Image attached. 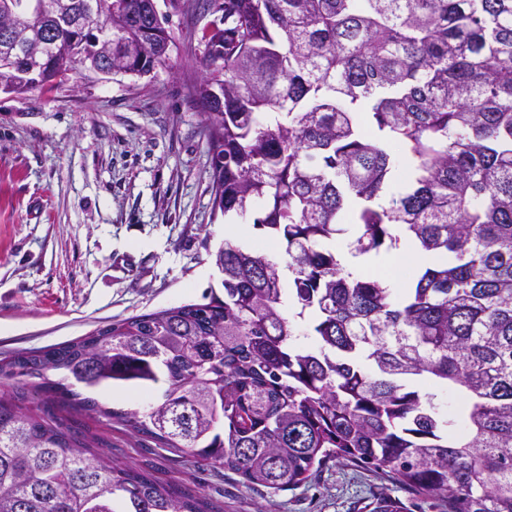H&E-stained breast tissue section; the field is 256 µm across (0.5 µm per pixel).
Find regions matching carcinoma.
Returning a JSON list of instances; mask_svg holds the SVG:
<instances>
[{
	"instance_id": "obj_1",
	"label": "carcinoma",
	"mask_w": 512,
	"mask_h": 512,
	"mask_svg": "<svg viewBox=\"0 0 512 512\" xmlns=\"http://www.w3.org/2000/svg\"><path fill=\"white\" fill-rule=\"evenodd\" d=\"M121 2L110 34L98 19L74 44L49 37L64 50L53 73L21 49L52 24L20 11L0 83L52 88L104 37L116 50L162 25L151 0ZM175 2L224 12L196 91L214 205L253 217L287 262L226 239L222 293L0 359V512H220L199 488L112 465L81 415L247 487L293 490L336 460L442 512H512V0ZM164 62L146 48L124 73ZM350 229L355 257L404 232L441 260L396 294L343 262L333 243ZM79 384L161 401L103 410ZM446 390L466 407L444 410ZM372 512L409 510L380 494Z\"/></svg>"
}]
</instances>
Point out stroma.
<instances>
[{"instance_id":"obj_1","label":"stroma","mask_w":512,"mask_h":512,"mask_svg":"<svg viewBox=\"0 0 512 512\" xmlns=\"http://www.w3.org/2000/svg\"><path fill=\"white\" fill-rule=\"evenodd\" d=\"M159 12L170 42L150 75L79 65L51 89L0 90V357L199 302L220 286L211 255L228 219L213 205L202 108L189 90L203 77L194 58L205 23ZM83 424L113 463L203 483L223 512H369L380 493L438 512L433 499L347 462L275 494L189 456L150 453L106 417Z\"/></svg>"}]
</instances>
